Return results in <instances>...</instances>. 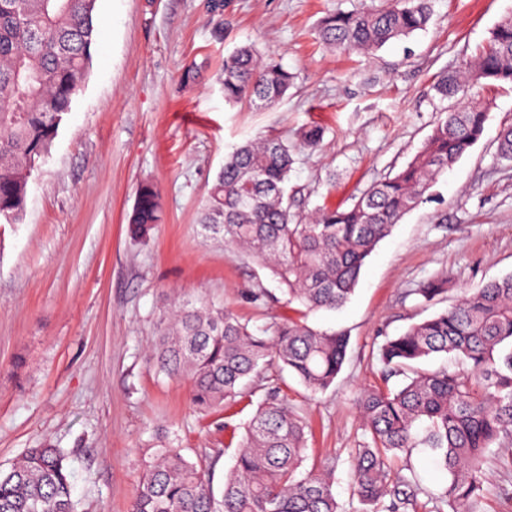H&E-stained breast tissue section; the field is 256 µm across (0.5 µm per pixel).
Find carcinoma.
Segmentation results:
<instances>
[{
    "instance_id": "1",
    "label": "carcinoma",
    "mask_w": 512,
    "mask_h": 512,
    "mask_svg": "<svg viewBox=\"0 0 512 512\" xmlns=\"http://www.w3.org/2000/svg\"><path fill=\"white\" fill-rule=\"evenodd\" d=\"M432 13L433 0H389L374 11L327 16L318 37L330 49L372 56L425 29ZM97 32V0H0V224L22 223L35 163L48 158L72 110ZM293 80L251 44L224 58L230 104L270 109ZM505 84L512 85V16L465 63L464 76L449 74L434 85L439 100L456 98L464 106L438 113L403 169L349 206H316L308 217L294 211L288 194L292 143L269 134L235 148L207 193L199 224L205 237L243 248L268 269L297 317L266 338L220 304L187 300L161 317L150 362L171 378H187L192 403L204 412L243 395L274 366L312 394L329 389L346 361L349 336L308 325V315L348 302L378 243L482 137L488 112L476 90ZM323 135L312 126L299 141L316 148ZM160 220L159 192L144 184L127 218L131 233ZM446 284L431 279L417 295L430 304L447 293ZM438 354L454 355L463 371L421 367ZM377 360L386 377L401 376L403 383L358 392L367 434L352 459L359 512H486L493 449L512 448V275L464 291L452 307L387 338ZM415 448L440 457L448 473L441 491H429L412 468L391 470L390 457ZM305 458L304 422L271 395L245 426L221 499L206 461L194 462L168 443L150 453L130 512H345L333 493V463L307 470ZM72 478L60 449L29 448L0 467V512H77Z\"/></svg>"
}]
</instances>
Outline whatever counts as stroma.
Wrapping results in <instances>:
<instances>
[{
	"mask_svg": "<svg viewBox=\"0 0 512 512\" xmlns=\"http://www.w3.org/2000/svg\"><path fill=\"white\" fill-rule=\"evenodd\" d=\"M386 3L224 0L216 11L211 0H98L90 73L29 183L22 223L0 226V466L53 445L69 456L82 512H129L151 449L173 438L186 457L207 458L223 487L264 384L203 417L187 380L158 373L149 356L160 317L186 299L223 304L256 332L289 314L268 270L201 234L225 156L270 132L292 141L323 126L321 147L296 154L294 208L349 205L422 146L437 120L433 85L512 13V0H434L425 30L373 57L319 42L327 14ZM244 44L295 76L273 110L224 100V58ZM191 64L196 76L182 82ZM484 97L481 139L378 244L350 301L309 315L350 337L335 383L312 396L290 377L282 389L307 424L308 462L333 461L341 505L366 439L357 393L401 383L383 379L380 345L464 290L512 274V161L497 151L500 129L512 125V87ZM146 183L160 193L163 221L134 236L126 217ZM437 276L448 292L424 308L415 290ZM259 282L269 296L256 301L248 290ZM408 465L431 491L447 483L427 449L390 460L395 471Z\"/></svg>",
	"mask_w": 512,
	"mask_h": 512,
	"instance_id": "stroma-1",
	"label": "stroma"
}]
</instances>
